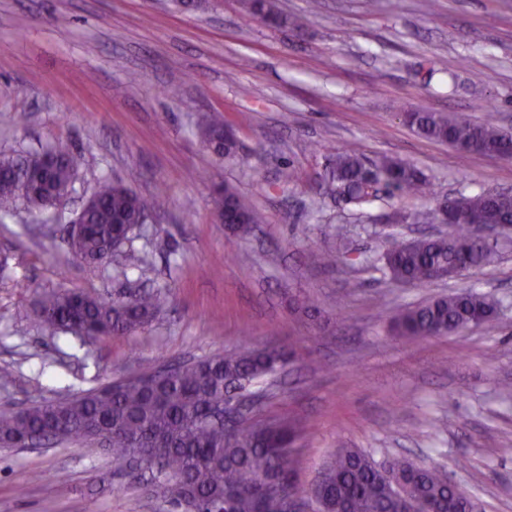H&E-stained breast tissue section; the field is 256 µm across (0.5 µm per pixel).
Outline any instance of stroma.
Returning <instances> with one entry per match:
<instances>
[{
    "mask_svg": "<svg viewBox=\"0 0 512 512\" xmlns=\"http://www.w3.org/2000/svg\"><path fill=\"white\" fill-rule=\"evenodd\" d=\"M276 26L243 0H0V155L69 150L68 197L0 217V409L77 395L162 364L241 347L299 353L259 411L298 417L296 481L310 487L335 448L376 462L444 468L477 512H512V246L498 262L421 288L375 263L378 215L401 211L410 239L434 231V199L395 195L358 215L332 190L338 150L416 164L438 196L512 189V160L461 157L418 135L407 112L494 117L512 131V0H276ZM301 27H291L293 19ZM222 114L239 140L213 155L201 125ZM295 174L280 191L283 168ZM163 197L148 224L99 266L64 246L98 181ZM248 196L247 238L215 219L213 190ZM336 249L333 268L309 252ZM167 294L144 328L85 345L44 331L43 295ZM462 290L500 300L495 319L424 341L394 314ZM318 305L310 317L300 300ZM0 512H165L146 479L113 475L96 444L0 448Z\"/></svg>",
    "mask_w": 512,
    "mask_h": 512,
    "instance_id": "obj_1",
    "label": "stroma"
}]
</instances>
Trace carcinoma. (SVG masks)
<instances>
[{
	"mask_svg": "<svg viewBox=\"0 0 512 512\" xmlns=\"http://www.w3.org/2000/svg\"><path fill=\"white\" fill-rule=\"evenodd\" d=\"M248 8L280 21L272 0H249ZM407 120L419 135L462 154L490 157L512 145V133L489 122L471 123L441 112H409ZM225 128L223 119L213 117L204 124L202 135L218 155L233 158L237 145L225 140ZM41 158L0 157V214L10 212L20 199L36 203L24 194L15 169L21 161L27 169L38 170L43 167ZM51 161V181L70 183L75 156L60 151L51 155ZM333 181L359 212L380 200L381 182L393 193H433L431 181L414 164L385 157L369 165L352 149L336 154ZM447 201L481 224L512 226V195L481 192ZM218 203L230 204L225 227L232 234L251 233L255 211L248 198L226 185L219 190ZM161 204L159 198L144 199L124 184L105 179L83 214V236L69 248L83 261L102 264L129 241L142 216ZM496 257L497 245L474 238L472 225L459 223L445 235L396 240L379 261L391 281L424 286L433 282L435 267L461 273L488 266ZM165 302L166 294L158 289L121 300L60 289L40 299L37 317L55 334L94 342L143 328ZM495 307L485 295L457 292L399 311L393 330L410 340L446 335L468 326L476 315L484 324L492 322ZM296 358L295 350L247 348L183 364L172 378L144 373L134 381L109 383L71 398L0 411V444L42 433L53 444L86 445L97 442L104 431L112 470L125 473L136 460L156 470L151 492L170 507L169 512H287L283 494L295 487V445L309 424L286 418L277 426L259 428L249 419L229 433L224 424L210 419L209 407L224 397L229 384L236 382L249 394L250 387L276 373L279 360ZM308 494L318 512H403L404 501L415 512L466 509L465 498L448 484L444 471L403 457L379 465L357 448L333 451Z\"/></svg>",
	"mask_w": 512,
	"mask_h": 512,
	"instance_id": "1",
	"label": "carcinoma"
}]
</instances>
